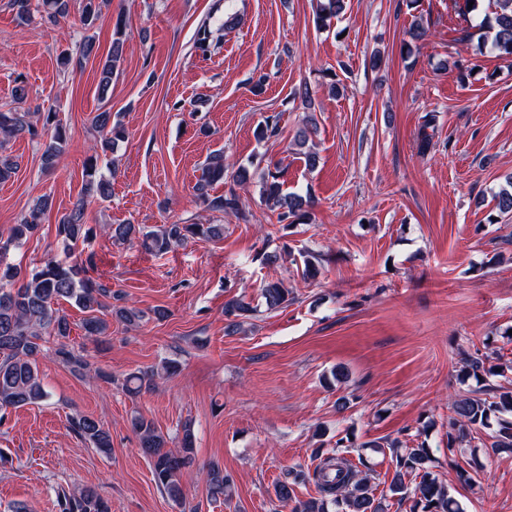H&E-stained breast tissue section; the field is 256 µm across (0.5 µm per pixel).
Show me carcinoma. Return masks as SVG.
Listing matches in <instances>:
<instances>
[{
  "label": "carcinoma",
  "instance_id": "obj_1",
  "mask_svg": "<svg viewBox=\"0 0 512 512\" xmlns=\"http://www.w3.org/2000/svg\"><path fill=\"white\" fill-rule=\"evenodd\" d=\"M74 0H41L38 7L49 23L56 24L71 15ZM110 0H80L78 19L81 26L91 31L102 17L103 8ZM459 14L467 23L468 37H477L479 51L491 50L500 57H512V0H489L488 7L480 8L478 0H455ZM344 10V0H316L314 22L322 28ZM125 26L117 20L114 26L112 46L106 58L99 61V91L107 93L112 76L118 67L124 47ZM220 38L213 31L202 26L197 31L196 47L204 53L217 51ZM94 36L85 38L80 52L67 50L60 53L58 62L61 70L73 72L96 55ZM35 113L17 108L0 112V136L14 137L27 134L39 136ZM96 133L95 153L85 163L84 192L76 200L71 211L64 215L57 225V236L64 246L71 250L78 243H85L94 236V228L84 221L89 198L102 202L112 197V181L103 175L98 167L100 155L114 150L116 142L125 138L126 131L121 123L112 121V113L102 111L92 118ZM42 128L52 131L49 142L42 154L43 165L51 168L64 150L67 131L56 113L47 112L42 116ZM228 165L224 155L210 157L204 167L201 180L196 186L198 196L213 211L239 216L242 214L241 201L234 189L212 196L208 187L224 179ZM261 193L266 202L277 210L278 223L283 228L290 224H303L310 219V201L283 190L279 167L267 170L263 175ZM51 207L49 198L44 197L31 205L20 223L8 230V241L19 243L32 236L45 219ZM113 240L117 242H138L149 252L162 253L179 246L190 239L214 241L224 237L222 224H162L156 230L146 231L137 224H112L108 227ZM18 271L14 267H0V411L17 409L40 403L48 394L39 377V341L47 333L59 340L55 354L73 371L85 373L88 363L84 356L75 353L64 343L70 337L71 325L66 316L54 308L55 302L63 299L78 305L88 312L82 328L85 335L97 337L108 328L106 316L115 314L128 324L142 318L141 312L126 306L108 302L112 290L104 284L83 275L82 267L76 262L47 259L34 268L29 278L19 287H13ZM290 292L280 280L263 283L260 298L266 310L275 311L288 304ZM257 308L243 298H235L224 304L225 330L231 335L237 332L241 320L251 317ZM175 365L162 363L160 370L132 372L125 378V388L131 394H139L149 388L160 374L170 376ZM465 377L486 380L501 375L499 366H485L484 360L471 356L462 368ZM512 392H500L488 386L485 396H460L450 404L448 415V451L460 449L471 442V434L489 424L493 417L498 419L493 448L512 449ZM133 431L139 439L140 449L151 461L152 474L157 486L174 502L183 499L182 477L195 463V435L191 425L181 428L180 448H169L170 438L160 431L152 420L141 414L130 419ZM73 429L94 447L100 450L111 448V436L97 420L83 415L72 419ZM349 438L336 440V450L319 458L313 473L302 468L288 469L285 479L276 483L274 496L280 507L290 512H387L385 501L391 497L398 505H408V512H463L459 502L432 471L431 457L425 443L401 449L396 443L392 460L395 471L390 481L389 495L376 497L368 475L357 470L345 457ZM414 475L418 482L410 486L405 476ZM308 479L316 485L318 497L299 500L294 486ZM208 493L214 500H228L232 497V481L217 465L209 467L206 473ZM60 512H109L108 504L91 488L58 492Z\"/></svg>",
  "mask_w": 512,
  "mask_h": 512
}]
</instances>
